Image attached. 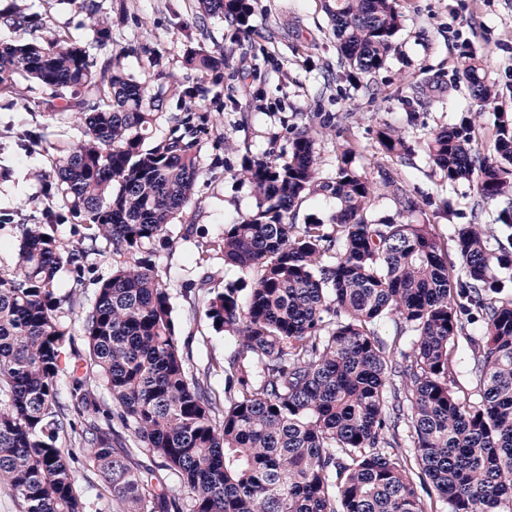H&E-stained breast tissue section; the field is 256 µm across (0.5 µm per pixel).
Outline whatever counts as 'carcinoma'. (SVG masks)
I'll return each instance as SVG.
<instances>
[{"mask_svg":"<svg viewBox=\"0 0 512 512\" xmlns=\"http://www.w3.org/2000/svg\"><path fill=\"white\" fill-rule=\"evenodd\" d=\"M72 2L109 41L101 0ZM253 3L199 0L200 18L243 25ZM328 12L338 67L377 96L372 78L403 23L399 0H332ZM0 23L21 31L42 18L16 11ZM121 55L99 68L70 37L0 41V91L22 78L80 109L82 136L59 156L50 188L87 226L86 246L70 250L48 231L55 213L21 225L16 272L0 274V488L23 512H85L63 444L72 432L117 512H430L414 465L448 512H512V206L498 213L503 236L492 241L481 224L455 226V267L433 225L406 220L419 203L389 173L374 181L347 149L335 175L321 176L316 145L339 118L314 112L290 129L287 153L245 156L239 175L256 209L200 246L254 273L248 290L227 283L206 300L213 328L237 344L219 402L210 373L187 367L168 288L141 257L192 200L204 117L176 113L169 136L145 145L162 100L125 76ZM187 64L217 67L208 53ZM99 69L110 76L98 87ZM463 77L478 106L497 98L480 65ZM93 86L94 96L79 95ZM473 131L471 122L435 130L430 162L450 183L476 180L484 200L512 197V113H500L490 155ZM377 138L390 157L411 152L395 128ZM379 185L395 213L376 219ZM313 193L336 199L328 222L290 220ZM101 238L121 260L97 282L82 319L88 353L69 367L56 285ZM387 321L390 344L379 333ZM464 360L472 398L448 381ZM99 389L112 407L102 408ZM157 468L181 496L163 491Z\"/></svg>","mask_w":512,"mask_h":512,"instance_id":"cac0c4a2","label":"carcinoma"}]
</instances>
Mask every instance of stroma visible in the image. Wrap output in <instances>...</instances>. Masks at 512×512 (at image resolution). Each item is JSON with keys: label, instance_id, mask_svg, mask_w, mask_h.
<instances>
[{"label": "stroma", "instance_id": "obj_1", "mask_svg": "<svg viewBox=\"0 0 512 512\" xmlns=\"http://www.w3.org/2000/svg\"><path fill=\"white\" fill-rule=\"evenodd\" d=\"M324 3L256 0L248 22L237 28L220 15L198 20L197 0H102L112 44L96 55L103 60L122 50L124 72L163 97L164 115L154 137L167 134V114L189 110L208 117L197 145L204 174L191 203L166 239L152 245L151 255L169 289L184 358L190 370H210L211 390L219 400L224 358L234 345L213 329L195 292L205 277L217 290L229 282L249 284L251 276L226 265L220 253L201 255L198 245L221 240L226 224L255 208L253 185L238 175L243 156L287 153L289 129L310 113L346 119L345 137L331 135L317 145L323 175H334L337 155L350 146L368 176L384 169L418 197L452 198L454 215L424 205L412 216L434 225L442 241L451 242L458 224L477 222L490 234L501 232L496 218L507 199L486 202L475 183L448 184L432 169L426 143L436 129L471 119L480 149L491 151L498 113H512V0H401L404 21L386 66L375 76L382 93L373 100L339 71ZM18 5L43 20L41 28L24 32V39L93 40L85 16L70 0H0V11ZM201 51L224 56L223 68L205 80L186 64L189 55ZM474 58L498 91L496 102L481 110L463 77ZM411 82L421 85L420 97L408 94ZM48 98L42 87L25 81L0 93V214L5 217L0 272L14 267L20 225L40 221L47 206H64L61 197H49L47 182L61 149L81 135L80 115L71 110L51 117ZM383 125L405 133L408 157L383 152L375 135ZM116 261L111 244L104 242L81 270L63 273L58 293L74 301L67 356L86 354L82 315L94 300L97 281L110 275ZM72 454L87 512H112L100 478L86 469V449L73 448Z\"/></svg>", "mask_w": 512, "mask_h": 512}]
</instances>
